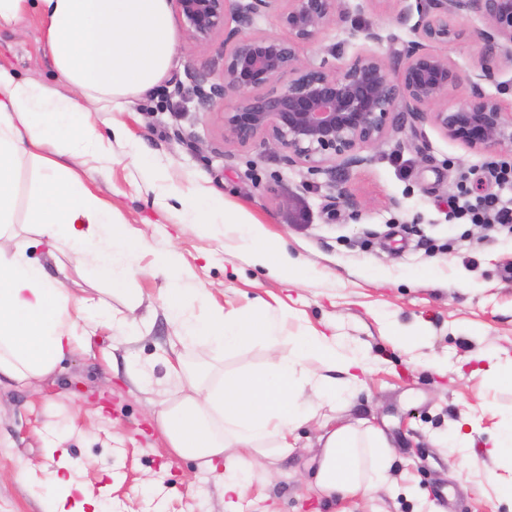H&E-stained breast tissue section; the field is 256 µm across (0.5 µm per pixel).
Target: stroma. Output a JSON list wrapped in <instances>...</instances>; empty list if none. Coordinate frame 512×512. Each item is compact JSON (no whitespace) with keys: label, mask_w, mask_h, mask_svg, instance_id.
<instances>
[{"label":"stroma","mask_w":512,"mask_h":512,"mask_svg":"<svg viewBox=\"0 0 512 512\" xmlns=\"http://www.w3.org/2000/svg\"><path fill=\"white\" fill-rule=\"evenodd\" d=\"M343 6L346 18L301 46L302 59L339 65L374 48L351 36L355 25L382 35L375 47L382 53L415 39L399 18L402 0ZM0 64L68 92L52 73L34 13L0 31ZM223 67V36L203 47L181 36L170 75L153 97L96 114L101 126L121 122L125 136L111 142L108 160L81 166L83 180L154 246L180 252L215 307L240 310L259 299L284 315L282 335L336 334L360 348L361 383L337 403L335 423L368 421L393 447L388 481L375 493L327 498L314 486L322 431L314 418L295 431L287 458L263 459L269 475L253 482L242 512H512V499L501 492L512 471L488 454L491 436L512 416V378L472 375L512 358V227L473 224L448 207L463 189L473 197L498 193L490 171L512 163V148L491 156L434 124L407 121L390 131L370 163L337 171L331 187L325 175L288 166L262 147L224 142L217 114L192 94L195 75L217 77ZM38 178L31 158L17 161V242L49 272L63 270L74 294L125 314L126 297L73 262L57 266L34 245L29 207ZM211 189L283 239L310 279L284 281L250 266L235 232L223 225L183 223L173 197ZM342 189L360 202L359 218L339 199ZM154 262L151 253L130 259L140 299L135 336L97 329L89 347L68 353L55 375L27 387L0 383V512H42L50 477L63 462L92 495L84 512H224L223 487L198 461L172 452L158 420L173 326ZM402 326L421 332L415 346L396 341ZM267 356L257 343L221 356L183 352L188 371L201 375L249 372ZM138 367L150 372L151 391L133 382ZM464 418L475 424L467 452L442 447L440 436ZM50 444L56 453L47 452ZM18 471L26 480L15 479Z\"/></svg>","instance_id":"stroma-1"}]
</instances>
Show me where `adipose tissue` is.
<instances>
[{
	"label": "adipose tissue",
	"mask_w": 512,
	"mask_h": 512,
	"mask_svg": "<svg viewBox=\"0 0 512 512\" xmlns=\"http://www.w3.org/2000/svg\"><path fill=\"white\" fill-rule=\"evenodd\" d=\"M28 11L42 21L53 71L69 94L56 96L0 66V377L21 385L55 374L79 334L114 321L132 333L137 323L72 295L4 232L14 210L15 164L23 156L40 164L30 221L49 254L66 255L110 282L113 292L134 297L128 258L149 249V242L49 153L62 147L76 159L105 157L106 138L92 113L122 112L151 95L168 77L181 35L170 0H0V27ZM184 216L190 224L231 226L249 262L271 276L297 275L286 244L256 234L252 218L218 192L186 204ZM153 272L167 281L174 346L226 351L259 341L269 351L262 369L210 382L172 366L177 389L159 412L172 450L200 461L223 484L227 512H239L253 482L250 460L272 452L286 456L296 429L357 386L364 356L326 335L295 337L292 351H282L281 324L265 303L230 312L210 308L208 291L189 287V269L174 249L157 252ZM389 448L365 421L326 431L316 486L330 496L369 494L386 479Z\"/></svg>",
	"instance_id": "adipose-tissue-1"
}]
</instances>
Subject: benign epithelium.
Segmentation results:
<instances>
[{"label": "benign epithelium", "mask_w": 512, "mask_h": 512, "mask_svg": "<svg viewBox=\"0 0 512 512\" xmlns=\"http://www.w3.org/2000/svg\"><path fill=\"white\" fill-rule=\"evenodd\" d=\"M189 38L207 45L224 34V70L195 79L193 94L213 108L224 142L259 145L289 166L325 174L371 160L369 151L389 127L409 119L431 122L478 152L512 146V102L486 91L504 64L512 65V0H425L412 28L418 40L385 56L366 51L339 66L301 60L298 48L336 22L342 0H173ZM275 12L282 38L253 31L257 17ZM477 16L471 35L480 44V69L471 73L434 53L465 35L456 23ZM235 26H229V22ZM469 97L448 105V90L462 83Z\"/></svg>", "instance_id": "7a95c632"}]
</instances>
